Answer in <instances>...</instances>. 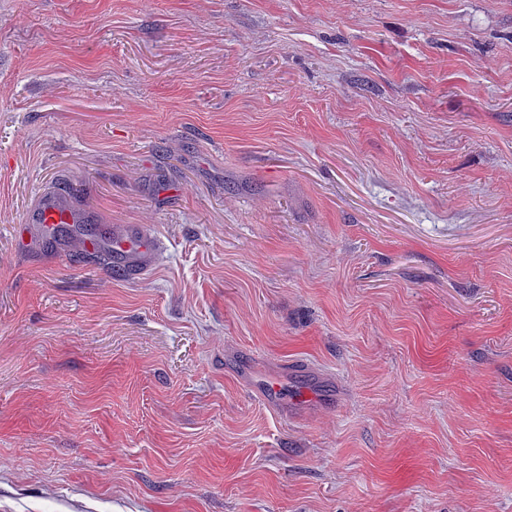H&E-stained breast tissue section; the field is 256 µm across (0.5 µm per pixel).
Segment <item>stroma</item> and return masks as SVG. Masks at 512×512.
Returning a JSON list of instances; mask_svg holds the SVG:
<instances>
[{
	"mask_svg": "<svg viewBox=\"0 0 512 512\" xmlns=\"http://www.w3.org/2000/svg\"><path fill=\"white\" fill-rule=\"evenodd\" d=\"M0 512H512V0H0ZM82 217L73 211L58 192H45L37 207L29 216V224H39L43 233L49 236L59 224H79ZM161 241L143 231L112 233V274L117 278H132L142 267L134 263L138 255L154 257L161 249Z\"/></svg>",
	"mask_w": 512,
	"mask_h": 512,
	"instance_id": "35a3bbf8",
	"label": "stroma"
}]
</instances>
